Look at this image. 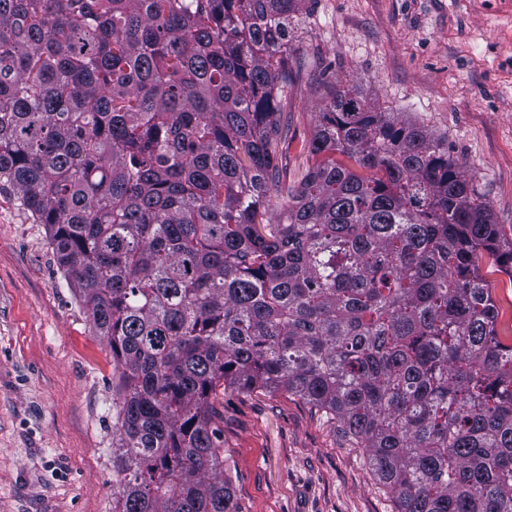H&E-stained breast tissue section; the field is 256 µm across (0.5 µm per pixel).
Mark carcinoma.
Instances as JSON below:
<instances>
[{"label": "carcinoma", "instance_id": "carcinoma-1", "mask_svg": "<svg viewBox=\"0 0 512 512\" xmlns=\"http://www.w3.org/2000/svg\"><path fill=\"white\" fill-rule=\"evenodd\" d=\"M305 7L0 0V186L112 353V512H242L228 388L332 420L397 512H512V343L478 274L512 278V241L448 140L340 80L283 187Z\"/></svg>", "mask_w": 512, "mask_h": 512}]
</instances>
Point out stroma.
Masks as SVG:
<instances>
[{"instance_id":"35a3bbf8","label":"stroma","mask_w":512,"mask_h":512,"mask_svg":"<svg viewBox=\"0 0 512 512\" xmlns=\"http://www.w3.org/2000/svg\"><path fill=\"white\" fill-rule=\"evenodd\" d=\"M305 67L279 94L283 182L306 150L320 79L446 138L512 239V0H309L291 24ZM479 272L512 339V278ZM226 473L242 512H395L351 445L297 396L226 390ZM112 355L57 267L44 225L0 191V512H112Z\"/></svg>"}]
</instances>
